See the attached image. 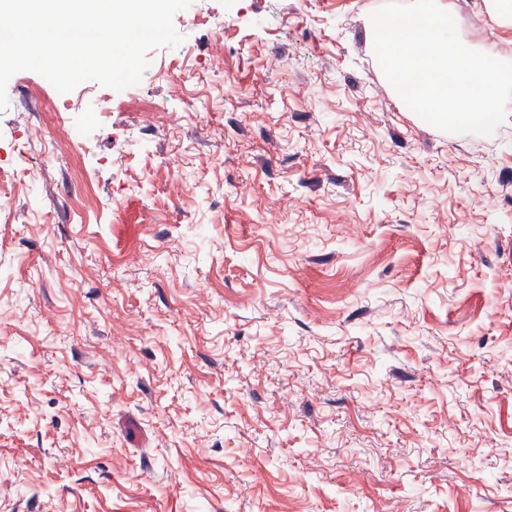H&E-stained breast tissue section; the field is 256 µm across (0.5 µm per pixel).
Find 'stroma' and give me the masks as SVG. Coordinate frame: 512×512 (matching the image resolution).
Listing matches in <instances>:
<instances>
[{
	"label": "stroma",
	"instance_id": "stroma-1",
	"mask_svg": "<svg viewBox=\"0 0 512 512\" xmlns=\"http://www.w3.org/2000/svg\"><path fill=\"white\" fill-rule=\"evenodd\" d=\"M196 2L123 91L8 82L0 512H512V111L399 101L385 0Z\"/></svg>",
	"mask_w": 512,
	"mask_h": 512
}]
</instances>
